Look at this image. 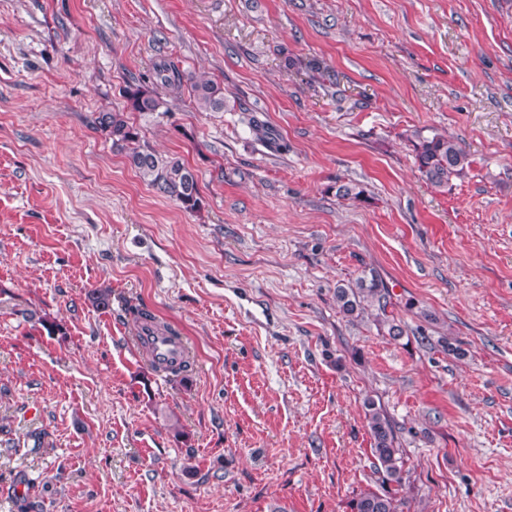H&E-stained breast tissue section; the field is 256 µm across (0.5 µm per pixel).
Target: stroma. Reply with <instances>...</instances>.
Wrapping results in <instances>:
<instances>
[{
	"label": "stroma",
	"instance_id": "stroma-1",
	"mask_svg": "<svg viewBox=\"0 0 512 512\" xmlns=\"http://www.w3.org/2000/svg\"><path fill=\"white\" fill-rule=\"evenodd\" d=\"M140 81L162 105L129 121L200 210L94 124ZM415 130L467 151L447 190ZM368 269L401 340L336 307ZM132 307L186 337L185 379ZM368 398L408 512H512V0H0V512H349L381 486ZM156 81L165 88L181 90L186 86L193 96L197 108L202 112L217 111L224 108V87L203 73L180 71L174 64L160 63L154 68ZM247 127L254 136L255 140L263 143L275 151L287 150L288 145L281 141L274 131L267 125L266 121L261 119L256 112L248 113ZM364 408L375 469L383 475L382 486L380 490L367 489L356 494L348 508L350 512H403L406 504L400 494L404 481L403 459L401 449L397 448L395 426L373 400L367 399Z\"/></svg>",
	"mask_w": 512,
	"mask_h": 512
}]
</instances>
